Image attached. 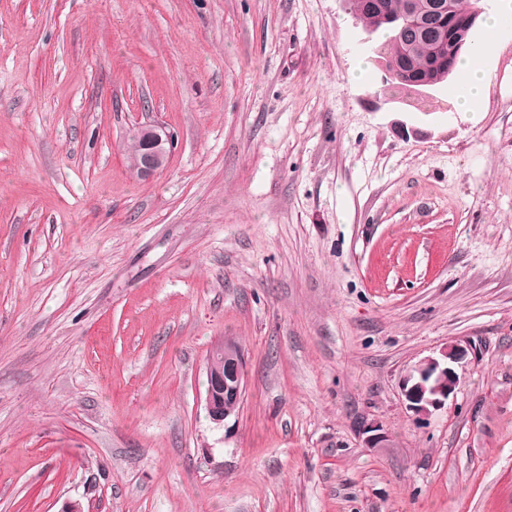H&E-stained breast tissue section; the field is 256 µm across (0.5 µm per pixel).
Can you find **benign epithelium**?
Segmentation results:
<instances>
[{
	"mask_svg": "<svg viewBox=\"0 0 512 512\" xmlns=\"http://www.w3.org/2000/svg\"><path fill=\"white\" fill-rule=\"evenodd\" d=\"M138 152L130 168L140 178H149L163 170L171 158L173 141L170 132L160 123H146L137 128ZM449 362L444 366L436 358L418 363L403 379V390L412 402V408L426 413L428 408L440 406L457 384L453 365L463 360L465 351L450 344L441 351ZM205 408L211 420L217 424L234 415L241 405L246 384L247 366L242 349L227 345L220 340L212 347L205 364ZM363 444L367 448H379L388 440V433L373 425L360 428Z\"/></svg>",
	"mask_w": 512,
	"mask_h": 512,
	"instance_id": "obj_1",
	"label": "benign epithelium"
}]
</instances>
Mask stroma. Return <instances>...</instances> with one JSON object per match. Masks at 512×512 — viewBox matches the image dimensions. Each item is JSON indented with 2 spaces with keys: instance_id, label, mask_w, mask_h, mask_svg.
<instances>
[{
  "instance_id": "35a3bbf8",
  "label": "stroma",
  "mask_w": 512,
  "mask_h": 512,
  "mask_svg": "<svg viewBox=\"0 0 512 512\" xmlns=\"http://www.w3.org/2000/svg\"><path fill=\"white\" fill-rule=\"evenodd\" d=\"M479 7L482 106L424 113L344 0H0V512H512V0ZM138 152L130 168L140 178H149L163 170L171 158L173 141L170 132L160 123H146L137 128ZM224 341L238 343L235 338L225 336L214 344L205 364V408L216 424L237 413L234 411L243 401L247 384L242 349ZM441 356L447 360V366L442 367L441 362L436 358H428L418 363L403 379V390L406 397L411 401L412 408L421 413H427L428 407H439L454 390L457 384V374L454 368L449 366V363H460L465 356V351L458 345L450 344L441 351ZM435 373L438 374L439 381L432 388L430 397L425 398L426 389L423 383H413V380L415 377L423 378Z\"/></svg>"
}]
</instances>
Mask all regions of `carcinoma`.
<instances>
[{
    "label": "carcinoma",
    "mask_w": 512,
    "mask_h": 512,
    "mask_svg": "<svg viewBox=\"0 0 512 512\" xmlns=\"http://www.w3.org/2000/svg\"><path fill=\"white\" fill-rule=\"evenodd\" d=\"M477 4L478 0H441L426 9L424 18L416 19L408 13V0H352L366 29L384 33L385 40L374 53L384 67L382 83L390 89L410 83L439 86L451 76L460 77L462 54L478 51L473 39ZM459 39L465 46L458 51Z\"/></svg>",
    "instance_id": "carcinoma-1"
}]
</instances>
